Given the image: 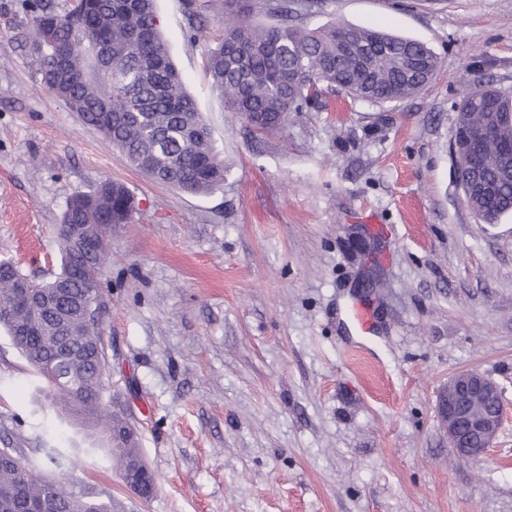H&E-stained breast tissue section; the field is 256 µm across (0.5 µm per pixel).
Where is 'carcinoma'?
Wrapping results in <instances>:
<instances>
[{"label": "carcinoma", "instance_id": "cac0c4a2", "mask_svg": "<svg viewBox=\"0 0 512 512\" xmlns=\"http://www.w3.org/2000/svg\"><path fill=\"white\" fill-rule=\"evenodd\" d=\"M293 0H206L222 34L205 50L213 82L227 111L244 115L258 132L280 126L288 113L321 97L323 88L354 99L386 103L423 91L440 68L423 43L374 29L330 22L318 28L291 22ZM35 33L49 25L69 48L60 78L42 74L44 87L62 100L128 162L155 181L195 195L224 184L226 168L215 152L209 125L174 69L160 30L155 0H70L64 12L42 2L31 6ZM264 12L269 21L251 20ZM485 112H511L512 96L477 85L459 105V122ZM482 174L499 182L490 202L470 206L497 220L512 213V173L494 151ZM134 197L125 184L105 180L67 201L57 233L59 272L36 283L10 258L0 259V327L45 383L53 407L108 438V452L135 493L155 486L136 448L133 430L104 402L106 351L102 321L85 314L79 297L88 285L101 305L102 276L112 226L126 224ZM94 224L95 253L80 280L72 272L80 245L71 226ZM34 303L13 300L20 282ZM42 460L62 471L72 465L64 448L44 444ZM112 512V500L90 489L76 493L43 477L30 461L0 448V512Z\"/></svg>", "mask_w": 512, "mask_h": 512}]
</instances>
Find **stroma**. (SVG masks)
<instances>
[{
  "label": "stroma",
  "instance_id": "1",
  "mask_svg": "<svg viewBox=\"0 0 512 512\" xmlns=\"http://www.w3.org/2000/svg\"><path fill=\"white\" fill-rule=\"evenodd\" d=\"M171 59L227 173L206 196L131 166L42 84L23 0H0V256L42 281L69 198L124 183L104 269L105 402L156 476L142 499L90 429L45 407L0 329V448L76 449L70 489L112 512H512V216L478 223L451 150L477 83L512 93V0H325L298 15L426 44L436 78L375 104L325 90L276 131L225 111L206 15L156 0ZM374 315L355 335L353 301ZM478 370L506 419L489 453L448 446L440 389Z\"/></svg>",
  "mask_w": 512,
  "mask_h": 512
}]
</instances>
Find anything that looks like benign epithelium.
I'll return each mask as SVG.
<instances>
[{
    "label": "benign epithelium",
    "instance_id": "obj_1",
    "mask_svg": "<svg viewBox=\"0 0 512 512\" xmlns=\"http://www.w3.org/2000/svg\"><path fill=\"white\" fill-rule=\"evenodd\" d=\"M497 143L502 164L512 166V139H498L494 122L460 127L455 132V158L468 168L481 161L485 148ZM494 187L480 177L463 188L466 197L483 198ZM438 414L445 426L449 447L462 460H478L487 453L504 419L502 392L498 384L482 372L460 371L453 375L440 393Z\"/></svg>",
    "mask_w": 512,
    "mask_h": 512
}]
</instances>
